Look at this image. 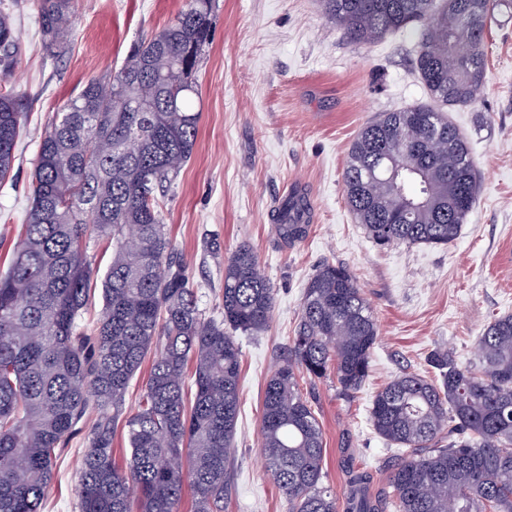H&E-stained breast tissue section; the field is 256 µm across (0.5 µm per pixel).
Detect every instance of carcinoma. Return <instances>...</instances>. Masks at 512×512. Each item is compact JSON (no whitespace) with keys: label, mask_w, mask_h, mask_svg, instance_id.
Wrapping results in <instances>:
<instances>
[{"label":"carcinoma","mask_w":512,"mask_h":512,"mask_svg":"<svg viewBox=\"0 0 512 512\" xmlns=\"http://www.w3.org/2000/svg\"><path fill=\"white\" fill-rule=\"evenodd\" d=\"M354 43L413 23L424 27L415 65L430 105L366 123L343 173L347 206L381 245L447 246L474 208L480 180L467 138L445 107L480 102L486 31L497 0H320ZM12 4L0 5V183L9 178L25 115L8 84L19 64ZM73 0H41L47 52L67 41ZM216 0H185L175 20L88 81L56 113L39 147L30 208L0 274V512H45L58 461L83 433L78 512H223L240 413L235 333L265 332L274 292L252 248L224 264L223 316L202 317L161 202L191 158L197 73L212 38ZM465 46V57L455 48ZM308 202L277 212L280 235L308 233ZM112 246L91 333L94 254ZM373 310L344 265L322 264L307 283L288 357L264 390L267 474L291 512H337L323 485L320 423L299 379L336 373L352 397L370 372ZM138 408L125 419L130 459H112V435L129 384L147 357ZM432 373L404 372L372 397L370 424L393 446L390 498L365 494L369 473L350 471L344 512H512V314L494 316L459 363L446 348ZM97 413L92 426L85 420Z\"/></svg>","instance_id":"obj_1"}]
</instances>
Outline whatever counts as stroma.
Returning a JSON list of instances; mask_svg holds the SVG:
<instances>
[{
  "instance_id": "35a3bbf8",
  "label": "stroma",
  "mask_w": 512,
  "mask_h": 512,
  "mask_svg": "<svg viewBox=\"0 0 512 512\" xmlns=\"http://www.w3.org/2000/svg\"><path fill=\"white\" fill-rule=\"evenodd\" d=\"M22 61L9 78L27 123L10 179L0 185V273L9 266L29 208L39 145L53 115L92 78L121 67L134 41L175 19L184 0H77L68 51L47 55L40 0H19ZM421 32L412 25L358 45L318 0H217L211 48L198 73L194 152L162 205L203 317L222 308L224 262L250 246L274 290L267 330L239 336L241 410L224 512H289L264 471L259 425L265 383L288 351L304 289L323 263L342 264L370 303L379 330L371 372L355 397L335 375L308 385L325 448L323 483L344 499L347 468L370 474L368 491L389 490L390 451L368 422L373 395L401 372L424 371L428 354L452 349L468 362L491 318L512 313V0L487 31L482 101L449 109L480 174L479 199L446 247L377 246L345 201L343 170L360 128L384 112L425 104L414 66ZM311 203L306 237L286 242L276 211L294 191ZM81 437H73L46 512H77Z\"/></svg>"
}]
</instances>
